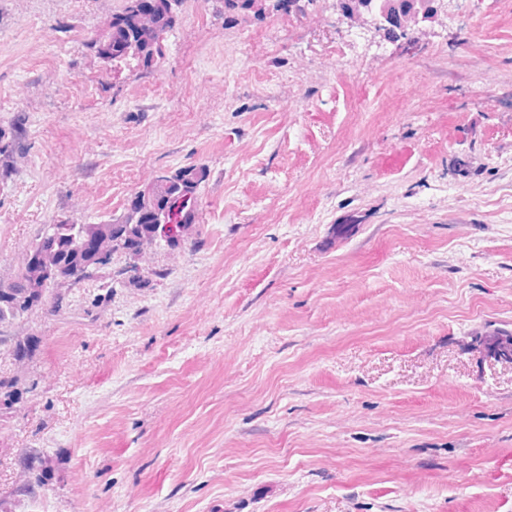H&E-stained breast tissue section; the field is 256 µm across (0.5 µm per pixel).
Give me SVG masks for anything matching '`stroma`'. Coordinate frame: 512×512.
Wrapping results in <instances>:
<instances>
[{"label":"stroma","mask_w":512,"mask_h":512,"mask_svg":"<svg viewBox=\"0 0 512 512\" xmlns=\"http://www.w3.org/2000/svg\"><path fill=\"white\" fill-rule=\"evenodd\" d=\"M123 0H0V279L44 225L203 166L192 242L58 284L0 373L25 512H512V0L387 35L336 0L224 21L182 0L152 71L89 43ZM341 54H333V47ZM22 128L20 126H0V163L1 167L10 168L11 159L15 154L19 140L21 139ZM480 344L486 352L496 357L512 362V332L495 331L486 335ZM20 464L16 486L11 491L0 493V512H19L25 500L35 498L37 490L44 488L53 477L54 464L48 456L24 452Z\"/></svg>","instance_id":"35a3bbf8"}]
</instances>
